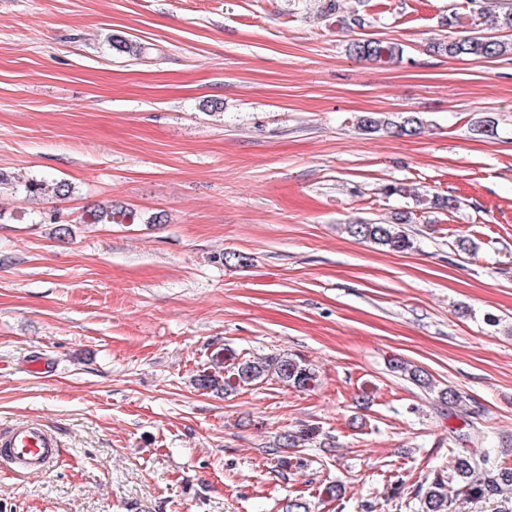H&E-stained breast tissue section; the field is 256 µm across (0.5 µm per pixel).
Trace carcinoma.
I'll return each instance as SVG.
<instances>
[{"label":"carcinoma","mask_w":512,"mask_h":512,"mask_svg":"<svg viewBox=\"0 0 512 512\" xmlns=\"http://www.w3.org/2000/svg\"><path fill=\"white\" fill-rule=\"evenodd\" d=\"M447 25L452 29V35L432 46L433 52L438 55L486 59L512 55V39L503 38V34L512 31V3L502 4L501 9L493 13L484 6L473 13L454 11L448 15ZM348 51L358 59L386 63H397L403 57L401 45L384 38H358L349 45ZM355 126L363 135L383 133L394 137L419 135L425 129L423 119L410 112L397 121L383 113L366 112L356 118ZM23 189L31 198L63 199L70 193L67 183L47 178L31 179L23 185ZM384 193L411 199L413 208L399 212L391 224L356 222L345 225V230L359 241L396 252L415 248L414 238L405 228L414 212H453L460 207V202L451 195H421L400 182L385 186ZM124 220H135V214L106 207L89 213L84 223L118 224ZM392 369L414 385L437 392L438 401L443 405H453L459 401V395L451 389L435 390L431 376L414 364L400 360L393 363ZM267 378H275L299 390L309 389L317 381L315 369L295 354L287 352L240 359L231 353L224 357L218 354L212 357L211 371L200 376L199 387L231 393ZM313 435L311 428L281 432L268 455L276 460L279 469L300 468L303 466L301 458L288 456L286 452L290 448L304 446ZM505 487H512V466L502 464L483 452L458 458L451 477L441 471L434 473L426 484L415 490V495L420 498L421 512H456L458 501L490 499L500 495Z\"/></svg>","instance_id":"cac0c4a2"}]
</instances>
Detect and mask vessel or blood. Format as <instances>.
<instances>
[{"instance_id":"1","label":"vessel or blood","mask_w":512,"mask_h":512,"mask_svg":"<svg viewBox=\"0 0 512 512\" xmlns=\"http://www.w3.org/2000/svg\"><path fill=\"white\" fill-rule=\"evenodd\" d=\"M58 446L56 436L39 423H27L0 438V455L14 462L20 471L47 470Z\"/></svg>"}]
</instances>
